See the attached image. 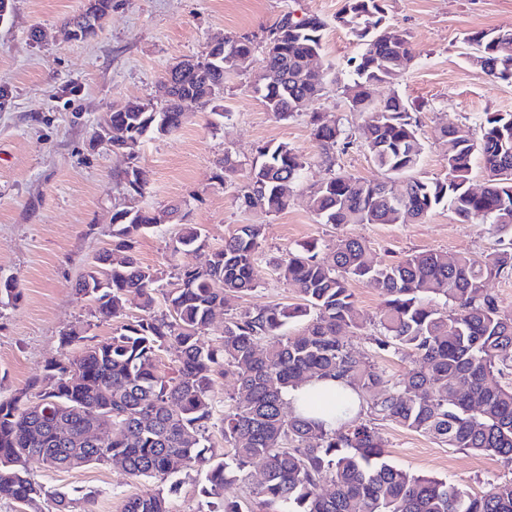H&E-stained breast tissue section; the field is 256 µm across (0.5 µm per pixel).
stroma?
<instances>
[{
    "label": "stroma",
    "mask_w": 512,
    "mask_h": 512,
    "mask_svg": "<svg viewBox=\"0 0 512 512\" xmlns=\"http://www.w3.org/2000/svg\"><path fill=\"white\" fill-rule=\"evenodd\" d=\"M85 0H11L0 23V86L11 89L10 105L0 109V280L13 279L18 296L0 297V398H8L42 377L45 365L60 358L62 332L81 325L93 340L111 337L115 322L94 315L91 300L77 295L75 284L94 257L112 244V211L129 204L151 211L175 210L171 223L137 239L136 255L146 265L199 267L212 249L241 224L262 227V276L258 287L216 312L202 333L211 344L224 334L230 315L247 308L299 302L296 285L281 278L276 263L289 252L317 242L328 256L336 238L365 239L376 262L392 263L420 251L484 257L507 247L512 237L490 224H463L448 207L408 224L320 223L310 197L327 171L311 134L310 113L335 121L351 139L337 149L338 172L376 178L380 172L364 145V117L353 111L339 85L347 61L360 47L335 17L343 0H112V12L87 40L66 37L63 22L79 14ZM387 22L406 33L413 59L394 84L377 86L374 97L391 93L413 102V118L423 145L418 175L448 172L444 128L475 127L483 113H512V80L490 79L470 60L466 41L477 30H511L512 0H385ZM314 13L326 23L318 67L333 65L335 78L288 121L267 112L254 93L253 71L231 75L220 100L194 106L177 132L147 138L137 162L147 173L143 196L129 197L117 178L122 156L105 145L91 146L106 112L133 99L162 104L167 92L160 76L184 58L205 54L225 35L266 36L285 13ZM285 143L311 164L302 181L289 188L290 205L277 214L242 209L234 200L268 145ZM238 162L233 183L216 180L224 154ZM198 225L206 241L199 250L173 252L181 225ZM349 286L359 309V329L341 332L357 357L373 361L399 379L415 366L411 353L376 351L378 292L361 281ZM389 463L406 471L445 479L479 494L512 480V467L498 457L451 448L433 437L379 421ZM31 470L49 492L72 499L77 512H121L124 501L150 490L109 465L75 470L31 462ZM169 512H209L200 488L203 470L173 476ZM93 494L85 504V494Z\"/></svg>",
    "instance_id": "1"
}]
</instances>
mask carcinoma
<instances>
[{
	"label": "carcinoma",
	"mask_w": 512,
	"mask_h": 512,
	"mask_svg": "<svg viewBox=\"0 0 512 512\" xmlns=\"http://www.w3.org/2000/svg\"><path fill=\"white\" fill-rule=\"evenodd\" d=\"M336 24L363 47L349 59L343 93L352 109L366 114V147L383 177L334 172L324 178L311 198L320 223L403 224L446 205L463 224L512 229V113L486 112L473 129L445 128L447 175L411 176L423 151L411 115L415 107L397 93L381 104L371 97L375 86L400 76L412 58L411 43L387 25L384 0H344ZM325 28L316 14L298 19L288 13L275 25L279 37H265L262 46L250 36L228 35L210 44L192 67L165 71L170 92L163 106L136 99L112 112V124L127 132V140L112 143V152L127 159L119 172L126 192L146 193V176L134 163L141 140L179 130L184 103L217 99L227 77L245 71L242 60L259 63L253 89L266 111L281 121L300 113L325 88L327 73L309 67L323 50ZM467 41L487 76L512 79V30L475 31ZM310 125L327 168H333L343 130L317 112ZM260 157L236 202L277 214L288 208L285 184L298 181L308 161L284 143L264 147ZM477 157L488 179L474 192ZM218 167L216 179L224 183L238 171L227 152ZM156 226L154 212L112 211V249L96 258L75 290L92 299L96 318L122 324L110 339L93 344L83 327L70 328L61 337L62 357L31 384L38 392L30 397L23 390L0 400V500L30 506L48 497L55 512H72L71 500L46 491L28 467L29 459L47 463L50 456V468L109 464L159 484L201 466L203 496L221 499V512H240L239 501L224 498V486L258 458L264 468L251 493L266 512H512L511 481L469 494L445 480L398 469L385 460L386 442L373 426L389 421L512 465V318L483 293L486 280L512 276V246L483 259L422 251L378 264L361 239L337 238L327 259L312 242L277 264L279 276L298 286L301 303L235 314L224 322V338L205 345L200 335L213 310L259 284L261 227L241 225L212 250L207 267L167 274L141 263L135 253L139 234ZM203 245L200 228L184 224L173 252ZM351 280L366 282L382 297L375 348L416 355L417 365L405 379L394 380L375 363L354 357L338 338L340 330L358 326ZM132 305L140 315L128 319ZM302 317L307 325L288 335L289 322ZM169 344L180 356L165 372L160 353ZM229 372L238 395L217 418L214 386ZM328 377L351 390L340 396L343 411L335 425L284 417L289 390ZM100 416L114 430L103 443H55L59 430L76 437ZM216 426L228 451L207 457ZM325 481L332 486L326 494L320 491ZM122 512H168L166 498L159 489L131 496Z\"/></svg>",
	"instance_id": "1"
}]
</instances>
